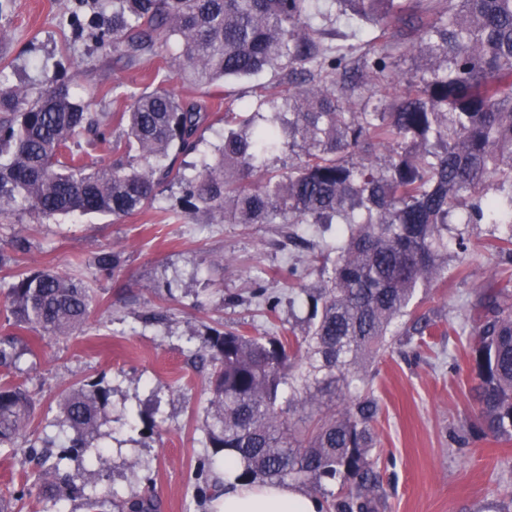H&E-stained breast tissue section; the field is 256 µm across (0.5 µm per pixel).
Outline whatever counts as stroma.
Segmentation results:
<instances>
[{
	"instance_id": "1",
	"label": "stroma",
	"mask_w": 512,
	"mask_h": 512,
	"mask_svg": "<svg viewBox=\"0 0 512 512\" xmlns=\"http://www.w3.org/2000/svg\"><path fill=\"white\" fill-rule=\"evenodd\" d=\"M92 12L82 0H11L0 14L7 38L0 45V87L37 88L57 78L74 88L90 111L113 112L130 97L159 86L183 100L206 103L211 116L196 152L178 156L188 168L212 157L224 139L216 109L225 94L274 82L273 72L226 88L176 80L165 60L175 43L156 45L129 64L75 34ZM468 249L451 254L445 282L418 292V313L436 321L426 340L397 337L377 365L371 386L379 403L374 423V470L381 485L376 512H512V442L487 435L475 419L473 335L459 325L496 262L491 224H463ZM307 240L293 246L289 234ZM31 243L11 274L52 269L83 280L93 302L82 333L32 341L18 333L0 304V339L32 341L0 383L24 384L36 398L28 432L56 438L57 403L79 383L104 379L112 388L99 443L109 461L95 475L106 498L103 512H120L132 497L157 499L158 512H201L194 499L198 461L207 455L203 426L210 372L198 350L213 331L244 328L279 336L302 330L306 312L293 303L290 266L305 269L315 287L313 246L322 237L312 224H200L186 213L178 186L160 188L153 206L120 219L109 214L44 218L18 205L0 212V252L12 241ZM121 255L108 276L96 274L95 255ZM263 279L266 297L255 294ZM278 297L268 309L267 296ZM24 448H0V498L24 491L14 512H87L82 501L53 505L38 488H24L33 469Z\"/></svg>"
}]
</instances>
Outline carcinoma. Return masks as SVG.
<instances>
[{
	"label": "carcinoma",
	"instance_id": "carcinoma-1",
	"mask_svg": "<svg viewBox=\"0 0 512 512\" xmlns=\"http://www.w3.org/2000/svg\"><path fill=\"white\" fill-rule=\"evenodd\" d=\"M103 20L89 37L136 62L158 43L181 51L167 63L194 85L247 79L266 70L248 103L224 95V141L193 176L172 156L197 150L206 105L156 88L131 98L105 123L65 84L36 94L0 89V210L15 194L38 214L125 217L149 206L163 184L183 186L187 213L230 224L336 227L314 258L321 285L301 288L304 335L268 337L235 329L202 346L211 365L206 447L237 460V479L295 483L323 495L326 512H374L372 423L378 402L360 391L390 337L432 335L412 309L421 289L445 277L448 253L467 250L451 224H505L498 270L477 293L472 332L476 418L512 440V0H91ZM366 25L379 34L362 39ZM426 59L401 68L405 53ZM112 140V161L87 162L80 139ZM283 148L301 157L288 171L265 169ZM119 265L112 250L93 262ZM13 325L42 337L83 330L92 294L52 270L18 273L0 285ZM410 325L398 331L399 321ZM18 338L0 340V367L17 362ZM111 390L86 382L64 394L58 418L71 436L58 461L26 477L54 502L95 507L81 475L59 461L85 458ZM342 403L339 411L336 403ZM34 404L20 384L0 385V447L27 439ZM196 487L202 508L224 479ZM338 489H333V486Z\"/></svg>",
	"mask_w": 512,
	"mask_h": 512
}]
</instances>
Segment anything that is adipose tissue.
I'll return each mask as SVG.
<instances>
[{"mask_svg": "<svg viewBox=\"0 0 512 512\" xmlns=\"http://www.w3.org/2000/svg\"><path fill=\"white\" fill-rule=\"evenodd\" d=\"M236 474L234 460L225 458L226 490L219 512H323L318 496L294 484L240 483Z\"/></svg>", "mask_w": 512, "mask_h": 512, "instance_id": "1", "label": "adipose tissue"}]
</instances>
